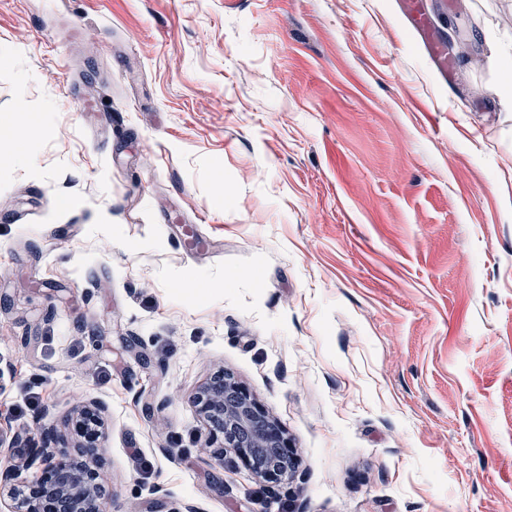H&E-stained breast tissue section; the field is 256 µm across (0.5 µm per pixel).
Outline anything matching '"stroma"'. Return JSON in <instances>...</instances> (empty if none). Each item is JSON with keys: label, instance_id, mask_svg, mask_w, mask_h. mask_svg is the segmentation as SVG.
<instances>
[{"label": "stroma", "instance_id": "35a3bbf8", "mask_svg": "<svg viewBox=\"0 0 512 512\" xmlns=\"http://www.w3.org/2000/svg\"><path fill=\"white\" fill-rule=\"evenodd\" d=\"M426 6L449 88L400 0H0V461L93 398L114 512H505L512 0ZM221 369L277 504L205 446ZM189 401L205 425L206 448H218V461L230 448L276 501L279 488L293 480L298 469L297 451L282 423L224 370L214 373Z\"/></svg>", "mask_w": 512, "mask_h": 512}]
</instances>
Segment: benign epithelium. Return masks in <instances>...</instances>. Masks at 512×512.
I'll return each mask as SVG.
<instances>
[{"label":"benign epithelium","instance_id":"benign-epithelium-1","mask_svg":"<svg viewBox=\"0 0 512 512\" xmlns=\"http://www.w3.org/2000/svg\"><path fill=\"white\" fill-rule=\"evenodd\" d=\"M203 421L206 447L224 460L231 449L242 465L267 487L270 499L294 479L297 451L282 423L233 374L214 373L189 398ZM74 444L30 448V463L42 466L32 482L8 465L0 470V495L10 494L11 512H103L105 489L99 482L106 422L94 400L80 405L68 423Z\"/></svg>","mask_w":512,"mask_h":512}]
</instances>
